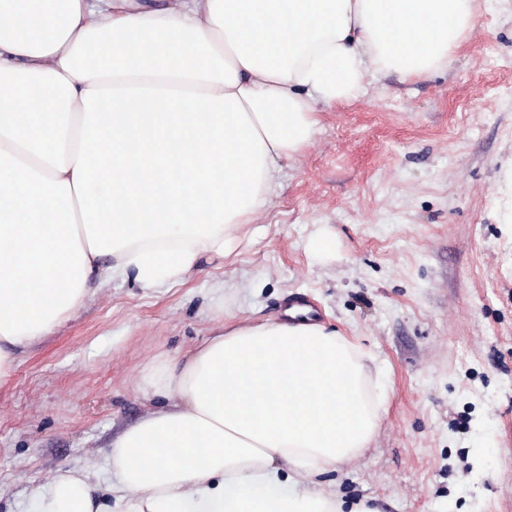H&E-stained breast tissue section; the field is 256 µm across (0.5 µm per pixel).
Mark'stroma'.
<instances>
[{
	"mask_svg": "<svg viewBox=\"0 0 512 512\" xmlns=\"http://www.w3.org/2000/svg\"><path fill=\"white\" fill-rule=\"evenodd\" d=\"M511 210L512 0H479L447 67L323 108L233 255L170 288L100 267L91 297L18 353L0 384V512H29L60 468L106 464L149 412L139 387L159 359L295 296L360 345L379 413L319 489L373 512H512Z\"/></svg>",
	"mask_w": 512,
	"mask_h": 512,
	"instance_id": "obj_1",
	"label": "stroma"
}]
</instances>
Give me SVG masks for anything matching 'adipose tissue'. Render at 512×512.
Wrapping results in <instances>:
<instances>
[{"instance_id": "adipose-tissue-1", "label": "adipose tissue", "mask_w": 512, "mask_h": 512, "mask_svg": "<svg viewBox=\"0 0 512 512\" xmlns=\"http://www.w3.org/2000/svg\"><path fill=\"white\" fill-rule=\"evenodd\" d=\"M476 0H0V383L79 308L102 258L141 287L227 256L319 106L368 69L447 66ZM363 353L312 321L216 323L140 386L149 414L31 512H342L312 479L379 421Z\"/></svg>"}]
</instances>
